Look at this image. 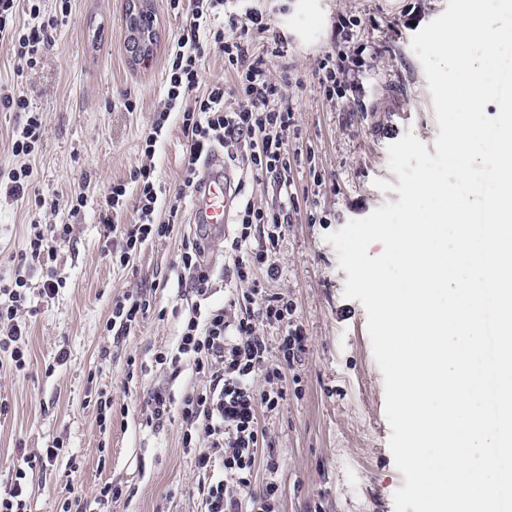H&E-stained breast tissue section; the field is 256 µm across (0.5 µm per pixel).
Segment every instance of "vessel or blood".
<instances>
[{
  "label": "vessel or blood",
  "mask_w": 512,
  "mask_h": 512,
  "mask_svg": "<svg viewBox=\"0 0 512 512\" xmlns=\"http://www.w3.org/2000/svg\"><path fill=\"white\" fill-rule=\"evenodd\" d=\"M235 200L236 193L223 158H210L206 175L192 200V223L198 230L223 236Z\"/></svg>",
  "instance_id": "vessel-or-blood-1"
}]
</instances>
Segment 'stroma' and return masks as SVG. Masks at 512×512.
<instances>
[{"label": "stroma", "instance_id": "stroma-1", "mask_svg": "<svg viewBox=\"0 0 512 512\" xmlns=\"http://www.w3.org/2000/svg\"><path fill=\"white\" fill-rule=\"evenodd\" d=\"M132 0H70L34 68H19L0 46V84L15 85L31 110L42 113L45 133L32 163L29 200L0 194V276L11 273L30 220L47 227L69 225L55 239L64 284L54 298L42 295L40 273L29 280L27 309L30 367L0 375V492L15 478L18 462L39 453L52 438L66 450L52 465L30 471L27 512H61L67 500L89 502L90 512H205L197 492L200 472L181 444L180 409L147 423L143 394L163 385L174 394L202 387L191 364L178 374L161 369L156 350L174 341L180 328L173 307L190 308L194 295L177 285L179 253L193 230L190 206L182 204L169 238L146 245L128 267L104 252L98 212L115 181L132 183L141 162L140 139L159 106L168 48L186 25L185 13L167 0H148L155 15V46L139 60L130 51L127 13ZM288 38V50L268 57L270 77L293 105L288 129L292 181L288 224L275 261L269 292L288 297L304 349L286 372V398L263 414L265 456L252 490L276 482V512H394L393 494L404 484L388 440L383 375L372 353L366 312L343 296L347 274L339 269L327 235L347 221L370 214L396 192L376 180L397 183L387 148L406 132L433 146L439 133L432 95L410 42L447 8L446 0H253ZM336 67V93L327 96L321 60ZM137 101L126 111L124 99ZM185 140L171 126L154 157L163 190L181 181ZM83 193L87 204L72 212L68 199ZM55 210L36 208V198ZM228 224L206 256L213 273L214 304L227 303L234 287L224 241ZM151 287L153 306L120 343L104 334L113 296ZM64 364H55L59 350ZM137 376L127 380L128 365ZM112 396L127 414L100 430L92 405ZM132 494L115 504L93 500L105 483Z\"/></svg>", "mask_w": 512, "mask_h": 512}]
</instances>
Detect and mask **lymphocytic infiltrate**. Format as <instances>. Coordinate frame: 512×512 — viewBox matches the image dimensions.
Masks as SVG:
<instances>
[{"label":"lymphocytic infiltrate","instance_id":"f902f5d3","mask_svg":"<svg viewBox=\"0 0 512 512\" xmlns=\"http://www.w3.org/2000/svg\"><path fill=\"white\" fill-rule=\"evenodd\" d=\"M27 2L28 20L22 24L17 20V0H0V45L31 68L57 20L44 17L42 0ZM169 6L187 10L189 23L168 55L163 105L141 137V153L147 162L136 171L137 194L129 196L123 182H114L98 214L109 236L112 260L123 267L129 266L145 244L171 235L182 198L193 194L199 166L216 148H223L230 165L245 166L255 177L272 178L280 195H287L291 184L287 132L292 109L287 95L270 79L265 60L250 57L247 47L249 36L257 35L277 57L287 50V37L247 0H169ZM210 47L223 54L231 86L219 80L202 85L201 61ZM0 107L19 115L11 134V153L20 160L0 180V190L22 199L32 177L28 160L43 137V115L29 111L26 98L8 89L0 91ZM174 121L187 147L179 189L167 197L156 183L153 159ZM129 207L136 214L134 223H116L117 214ZM287 216V204L262 209L251 198L241 197L235 214L238 230L224 244L237 283L225 306L207 302L212 278L202 260L204 243L197 237L182 243L178 283L190 288L197 301L185 316L176 343L157 350L154 361L174 371L182 362H191L205 384L187 390L178 401L159 385L147 390L143 404L150 422L166 418L172 404H179L182 446L194 455L197 469L205 476L197 490L207 512H272L271 503L279 493L278 484L271 481L249 498L238 495L251 485V472L264 441L259 415L274 411L285 399L284 371L302 351L301 329L288 331L275 348L259 331L263 324H287L292 312L283 296L265 288L266 281L278 272L275 257ZM55 261V249L42 224L32 223L14 276L0 277V352L6 355L11 372H22L29 364L28 330L21 320L27 274L40 269L42 294L54 297L63 284ZM150 309L151 299L144 289L118 294L112 299L105 329L116 339L127 336ZM259 376L267 383L260 391L254 386ZM63 448V441L55 438L38 454L26 457L12 486L0 494V512H24L28 469L56 461Z\"/></svg>","mask_w":512,"mask_h":512}]
</instances>
